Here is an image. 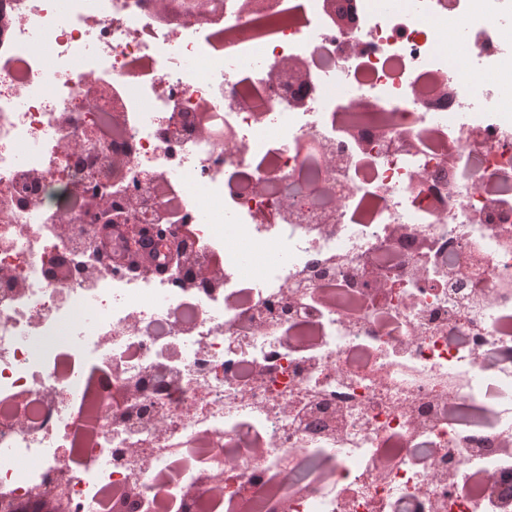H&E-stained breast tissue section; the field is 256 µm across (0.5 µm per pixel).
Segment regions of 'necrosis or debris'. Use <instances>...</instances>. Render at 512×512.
<instances>
[{"label":"necrosis or debris","mask_w":512,"mask_h":512,"mask_svg":"<svg viewBox=\"0 0 512 512\" xmlns=\"http://www.w3.org/2000/svg\"><path fill=\"white\" fill-rule=\"evenodd\" d=\"M154 2L0 0V512H512V0Z\"/></svg>","instance_id":"1"}]
</instances>
